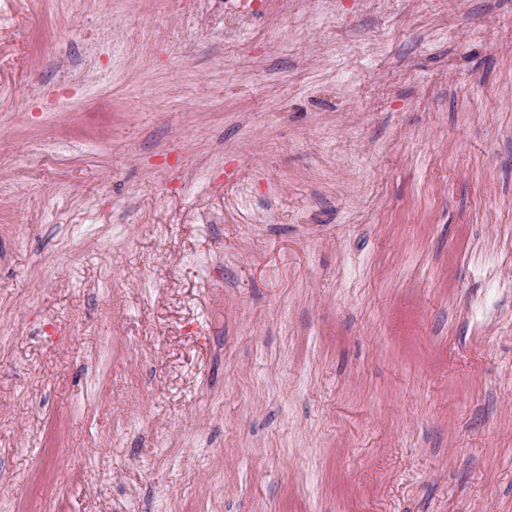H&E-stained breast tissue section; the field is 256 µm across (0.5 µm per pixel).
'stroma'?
<instances>
[{
	"label": "stroma",
	"instance_id": "obj_1",
	"mask_svg": "<svg viewBox=\"0 0 512 512\" xmlns=\"http://www.w3.org/2000/svg\"><path fill=\"white\" fill-rule=\"evenodd\" d=\"M0 0V512H512V0Z\"/></svg>",
	"mask_w": 512,
	"mask_h": 512
}]
</instances>
